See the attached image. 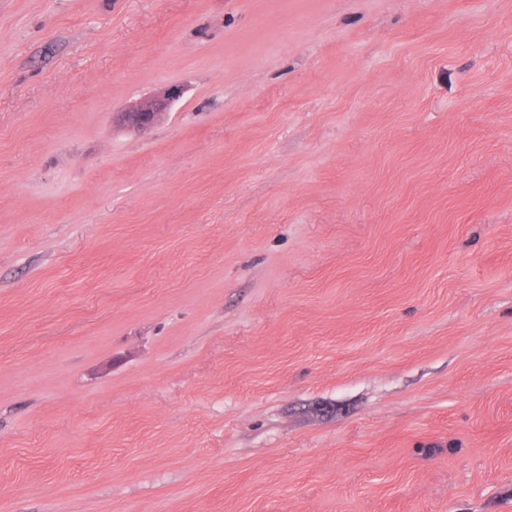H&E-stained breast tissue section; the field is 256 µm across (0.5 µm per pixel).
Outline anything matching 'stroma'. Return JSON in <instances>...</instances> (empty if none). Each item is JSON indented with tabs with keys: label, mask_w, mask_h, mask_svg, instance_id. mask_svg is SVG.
<instances>
[{
	"label": "stroma",
	"mask_w": 512,
	"mask_h": 512,
	"mask_svg": "<svg viewBox=\"0 0 512 512\" xmlns=\"http://www.w3.org/2000/svg\"><path fill=\"white\" fill-rule=\"evenodd\" d=\"M0 512H512V0H0ZM178 96L177 92L171 91L164 100H145L136 108L127 112H120L119 115L132 130L145 133L154 127L159 112L176 101Z\"/></svg>",
	"instance_id": "1"
}]
</instances>
